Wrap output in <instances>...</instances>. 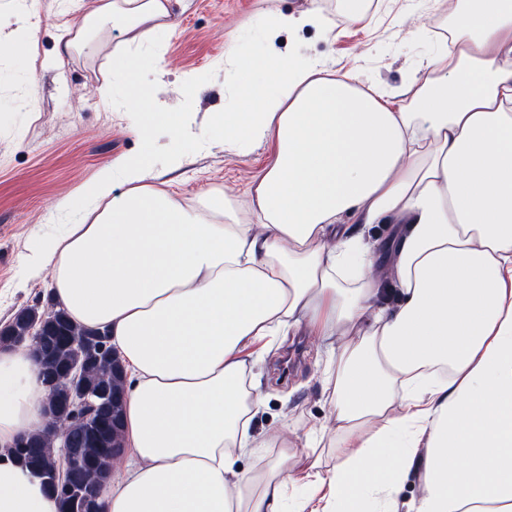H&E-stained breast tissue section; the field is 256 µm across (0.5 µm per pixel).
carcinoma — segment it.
<instances>
[{"label": "carcinoma", "mask_w": 512, "mask_h": 512, "mask_svg": "<svg viewBox=\"0 0 512 512\" xmlns=\"http://www.w3.org/2000/svg\"><path fill=\"white\" fill-rule=\"evenodd\" d=\"M41 330L42 336H57L53 354L58 367L63 368L76 357L78 346L73 340L83 336L99 337L97 359L90 365L81 378L85 389L97 392H110L117 395L109 412V425L106 430V447L120 448L123 443V392L125 372L119 359L109 345L108 338L97 329L77 325L68 314L55 307L42 310L39 306H26L19 309L13 318L0 329V344H10L19 336L26 335L30 328ZM30 453L23 455L18 449L11 450L14 461L30 467L50 490H55L56 473L59 466V451L56 442L43 433L29 436ZM97 443H84L79 446L82 457L90 463L95 472L111 475L114 457L103 452Z\"/></svg>", "instance_id": "1"}]
</instances>
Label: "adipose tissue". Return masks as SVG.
Masks as SVG:
<instances>
[{
  "label": "adipose tissue",
  "instance_id": "1",
  "mask_svg": "<svg viewBox=\"0 0 512 512\" xmlns=\"http://www.w3.org/2000/svg\"><path fill=\"white\" fill-rule=\"evenodd\" d=\"M432 2L455 22L452 45L397 95L290 51L234 60L241 107L210 137L237 154L275 142L253 215L220 192L185 203L152 184L156 126L176 167L189 125L149 112L132 126L140 150L80 188L91 218L32 239L23 270L50 271L56 302L109 328L124 366V465L102 512H286L291 487L323 512H375L374 493L416 469L414 512H512V0ZM172 3L99 0L63 50L109 20L123 35L113 72L160 76L156 56L130 49L171 31ZM259 23L269 43L336 37L325 0ZM364 224L389 225L385 255L363 244ZM301 327L361 338L324 377L357 446L330 468H241L261 453L251 420L266 401L243 393L245 358ZM46 396L29 345L0 347V512L60 510L7 457L43 428Z\"/></svg>",
  "mask_w": 512,
  "mask_h": 512
}]
</instances>
